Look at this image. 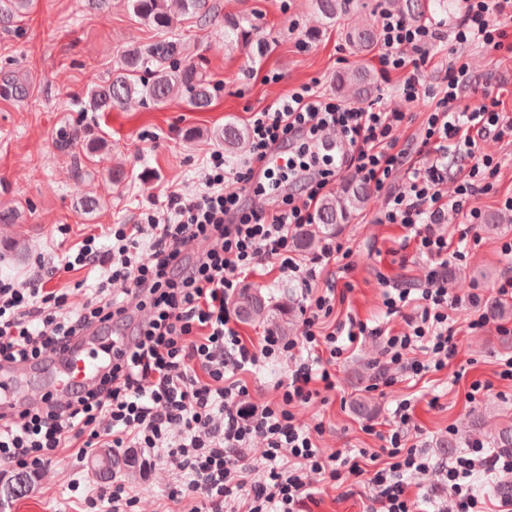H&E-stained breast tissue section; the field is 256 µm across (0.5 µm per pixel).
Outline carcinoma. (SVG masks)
<instances>
[{
    "mask_svg": "<svg viewBox=\"0 0 512 512\" xmlns=\"http://www.w3.org/2000/svg\"><path fill=\"white\" fill-rule=\"evenodd\" d=\"M349 0H315V6L329 21L347 9ZM132 15L157 32L158 39L146 48L132 45L122 54L120 69L111 79L96 84L88 93L83 109L92 112H110L136 98L143 105H160L174 99H184L195 109H204L212 102L213 86L206 72L186 54L185 44L177 34L183 18L189 16L201 26L211 21L209 0H128ZM407 20H417L430 9L429 0H388ZM28 0H10L0 10V23L24 13ZM378 21L368 22L347 31L345 39L355 53H369L379 40ZM224 42L231 47L251 49L258 57L268 49L264 37L254 33L245 17L224 16ZM336 92L351 93L355 103L368 100L374 89L372 75L364 68L342 72L335 79ZM29 87L8 71H0V97L23 99ZM216 137L224 144V151L239 154L248 148L247 131L233 121L224 123ZM368 188L355 181L340 193L324 198L315 215V223L300 229L296 237L299 251L315 252L321 239L335 233L347 224L368 197ZM238 316L252 322L262 320L270 324L268 332L288 335V321L270 314L266 297L259 290L244 289L236 300Z\"/></svg>",
    "mask_w": 512,
    "mask_h": 512,
    "instance_id": "cac0c4a2",
    "label": "carcinoma"
}]
</instances>
